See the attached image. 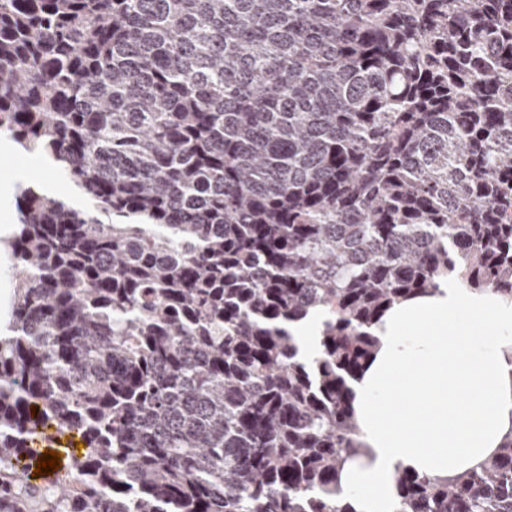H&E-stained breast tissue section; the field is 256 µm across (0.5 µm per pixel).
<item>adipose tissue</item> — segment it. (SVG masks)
<instances>
[{
  "label": "adipose tissue",
  "mask_w": 512,
  "mask_h": 512,
  "mask_svg": "<svg viewBox=\"0 0 512 512\" xmlns=\"http://www.w3.org/2000/svg\"><path fill=\"white\" fill-rule=\"evenodd\" d=\"M351 381L361 448L339 483L354 512H392L398 471L451 479L512 433V300L446 277L393 306Z\"/></svg>",
  "instance_id": "1"
}]
</instances>
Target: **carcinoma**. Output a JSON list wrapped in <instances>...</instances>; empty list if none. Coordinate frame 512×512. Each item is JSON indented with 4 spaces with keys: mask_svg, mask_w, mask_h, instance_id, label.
Wrapping results in <instances>:
<instances>
[{
    "mask_svg": "<svg viewBox=\"0 0 512 512\" xmlns=\"http://www.w3.org/2000/svg\"><path fill=\"white\" fill-rule=\"evenodd\" d=\"M0 512H350L349 382L392 305L512 299V0H0ZM327 316L299 362L279 327ZM86 451L39 487L37 431ZM396 512H512V434ZM27 178L39 184L47 180L54 183L56 193L60 198L70 200L72 197L71 184L64 179L57 169H46L32 155L23 154L14 148L10 152L0 149V208L4 213L9 211L12 199L13 185L17 180ZM12 182V183H10Z\"/></svg>",
    "mask_w": 512,
    "mask_h": 512,
    "instance_id": "1",
    "label": "carcinoma"
}]
</instances>
